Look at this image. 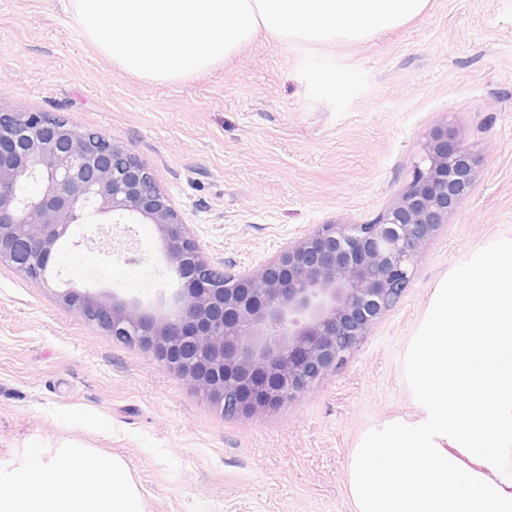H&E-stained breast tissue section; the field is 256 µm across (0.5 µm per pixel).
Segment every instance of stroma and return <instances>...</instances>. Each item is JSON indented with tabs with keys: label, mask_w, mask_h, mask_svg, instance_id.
Here are the masks:
<instances>
[{
	"label": "stroma",
	"mask_w": 512,
	"mask_h": 512,
	"mask_svg": "<svg viewBox=\"0 0 512 512\" xmlns=\"http://www.w3.org/2000/svg\"><path fill=\"white\" fill-rule=\"evenodd\" d=\"M337 88L321 92L327 80ZM0 106L124 145L212 263L248 273L403 190L429 133L476 155L470 197L346 364L279 411L224 416L166 365L0 265V458L69 443L127 464L145 512H355L348 459L369 428L418 414L403 358L438 281L512 238V0H429L359 42L257 34L177 82L139 79L87 38L68 0H0ZM54 265L79 288L161 308L177 286L152 224H74Z\"/></svg>",
	"instance_id": "obj_1"
}]
</instances>
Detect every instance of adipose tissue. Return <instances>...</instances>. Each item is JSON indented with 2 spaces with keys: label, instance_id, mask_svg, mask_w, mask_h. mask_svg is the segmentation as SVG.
Instances as JSON below:
<instances>
[{
  "label": "adipose tissue",
  "instance_id": "adipose-tissue-1",
  "mask_svg": "<svg viewBox=\"0 0 512 512\" xmlns=\"http://www.w3.org/2000/svg\"><path fill=\"white\" fill-rule=\"evenodd\" d=\"M0 512H145L125 462L80 444L0 459Z\"/></svg>",
  "mask_w": 512,
  "mask_h": 512
}]
</instances>
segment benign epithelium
Listing matches in <instances>:
<instances>
[{
    "instance_id": "benign-epithelium-1",
    "label": "benign epithelium",
    "mask_w": 512,
    "mask_h": 512,
    "mask_svg": "<svg viewBox=\"0 0 512 512\" xmlns=\"http://www.w3.org/2000/svg\"><path fill=\"white\" fill-rule=\"evenodd\" d=\"M460 138L435 128L372 222L320 224L256 270L218 279L153 171L125 146L44 112L0 107V264L45 283L71 225L94 216L155 225L180 283L165 313L75 286L59 301L166 364L216 409L275 411L340 369L407 288L409 266L477 180ZM31 183L38 191H25Z\"/></svg>"
}]
</instances>
